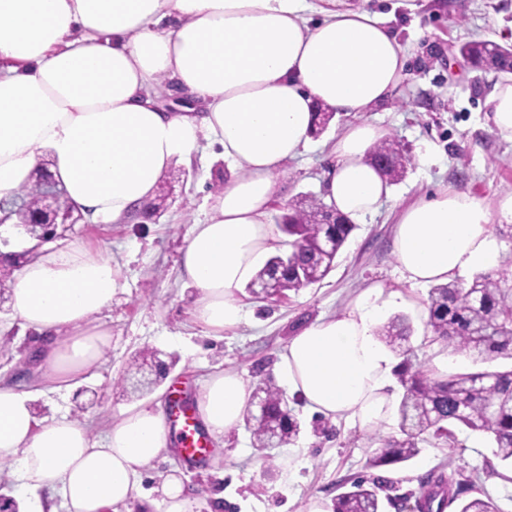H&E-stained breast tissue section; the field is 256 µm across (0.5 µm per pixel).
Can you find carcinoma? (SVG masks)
Instances as JSON below:
<instances>
[{"label":"carcinoma","mask_w":512,"mask_h":512,"mask_svg":"<svg viewBox=\"0 0 512 512\" xmlns=\"http://www.w3.org/2000/svg\"><path fill=\"white\" fill-rule=\"evenodd\" d=\"M460 54L479 69L491 62L490 55L502 61L503 68L512 66V49L489 41L463 44ZM385 152L391 158L390 168L382 176L390 183L401 179L410 157L388 140L376 144L370 152V163ZM43 174L36 169L32 185L16 193L10 214L26 207L33 186L41 184ZM327 205L313 201L307 207H290L282 215L280 230L288 236V251L269 258L255 279L280 283L279 297L297 292L322 280L333 268L334 261L355 224L346 218L341 224H314L309 215ZM335 241L336 250L319 251L326 237ZM427 326L431 342L456 352L475 355L489 363L512 361V279L507 274H484L471 284H439L429 291L426 303ZM413 328L408 316L399 314L385 323L379 339L392 351L407 352ZM404 388L398 414L399 436L382 440L374 449L368 465L374 468L406 463L419 455V444L432 439L448 440V447L458 445L455 430L463 428L490 437L493 455L503 463H512V366L475 373H450L441 381L430 378L424 370L412 369L405 360L398 370ZM267 394L264 420L281 428L286 443L300 432V424L288 412L283 395L271 382L259 384ZM453 477L428 475L420 480L418 496L413 504L416 512H445L456 502L452 490ZM379 482L353 483V490L336 496L333 512H382ZM456 512H499L492 499L482 490L458 506Z\"/></svg>","instance_id":"1"}]
</instances>
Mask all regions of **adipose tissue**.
Returning a JSON list of instances; mask_svg holds the SVG:
<instances>
[{
    "label": "adipose tissue",
    "mask_w": 512,
    "mask_h": 512,
    "mask_svg": "<svg viewBox=\"0 0 512 512\" xmlns=\"http://www.w3.org/2000/svg\"><path fill=\"white\" fill-rule=\"evenodd\" d=\"M305 2L0 0V199L46 158L87 217L126 221L177 162L213 141L239 172L193 224L181 267L197 291L195 320L214 332L239 325V295L279 245L268 220L278 173L305 149L317 105L356 117L336 138L329 207L355 220L390 196L366 159L385 133L358 115L393 97L408 49L348 0H324L316 21ZM176 90L198 108L163 109L160 98ZM495 214L512 222V193L491 209L443 189L401 210L394 253L404 279L442 284L499 269ZM117 287L111 258L77 242L15 271L11 311L46 339V382L65 384L101 359L109 333L95 316ZM398 298L373 285L289 338L280 370L310 413L369 429L387 422L398 363L375 330ZM251 396L237 372L211 376L194 398L203 430L217 439L236 428ZM168 433L163 413L146 408L122 412L99 435L76 419L41 421L28 392L0 382V474L60 494L68 512L131 499Z\"/></svg>",
    "instance_id": "adipose-tissue-1"
}]
</instances>
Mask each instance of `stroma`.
<instances>
[{
    "label": "stroma",
    "mask_w": 512,
    "mask_h": 512,
    "mask_svg": "<svg viewBox=\"0 0 512 512\" xmlns=\"http://www.w3.org/2000/svg\"><path fill=\"white\" fill-rule=\"evenodd\" d=\"M366 7L409 48L405 81L390 102L367 117L383 127L411 162L393 183L391 199L357 221L322 281L268 301L242 291L244 320L218 334L195 321V290L180 276L181 250L192 224L210 215L215 185L237 173L216 146H201L185 166L170 206L156 220L78 224L69 232V240L110 255L120 270L112 304L98 315L111 341L100 362L79 381L100 392V405L84 413L96 431H104L124 410L169 403L177 386L194 399L204 380L223 370L238 372L253 386L269 379L284 388L278 362L288 339L316 319L344 311L376 283L399 291L406 300L399 311L413 326L409 345L414 366L444 363L454 372L486 370V363L470 355L430 343L425 310L429 289L405 281L393 255V236L399 211L439 187L491 203L512 193V140L500 136L488 119V101L503 74L472 68L458 53L468 40L512 46V0H367ZM346 123V117L336 116L310 137L302 156L288 161L269 211L272 224H279L289 206L311 197L325 199L335 162L333 145ZM29 334L10 309L0 310V340L9 341L7 352L0 354V378L32 393L38 419L74 414L75 390H39L33 366L17 368L21 354L31 349ZM146 350L172 362L168 377L144 394L117 388L116 380ZM288 408L300 424L292 441L260 452L243 423L213 442L210 456L197 464L170 450L152 463L133 498L106 512H164L161 487L172 473L181 481L186 512H307L313 501L330 512L343 483L362 479L387 482L383 512H403V499L418 491L420 478L441 472L454 475L461 499L471 498L478 487L501 512H512V468L488 469L493 458L488 438L463 430L459 447L435 440L404 467L372 468L368 459L377 446L376 432L341 422L327 433L323 419L297 398H289Z\"/></svg>",
    "instance_id": "1"
}]
</instances>
